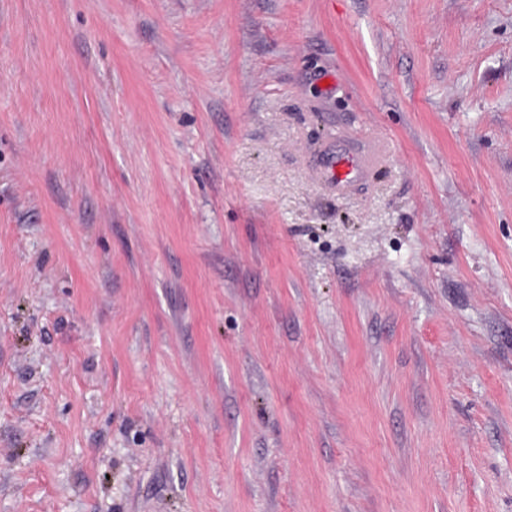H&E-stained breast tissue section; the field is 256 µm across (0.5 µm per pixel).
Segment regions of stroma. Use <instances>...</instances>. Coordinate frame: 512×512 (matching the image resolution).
<instances>
[{
    "instance_id": "stroma-1",
    "label": "stroma",
    "mask_w": 512,
    "mask_h": 512,
    "mask_svg": "<svg viewBox=\"0 0 512 512\" xmlns=\"http://www.w3.org/2000/svg\"><path fill=\"white\" fill-rule=\"evenodd\" d=\"M0 512H512V0H0ZM367 165L368 162L364 157L337 154L328 160L325 166V175L327 179L338 184L348 183L360 176Z\"/></svg>"
}]
</instances>
